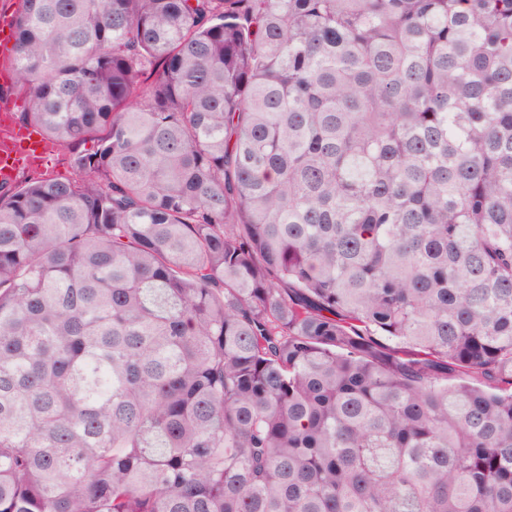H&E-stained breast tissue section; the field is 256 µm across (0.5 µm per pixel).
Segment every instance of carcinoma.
Returning <instances> with one entry per match:
<instances>
[{
	"mask_svg": "<svg viewBox=\"0 0 512 512\" xmlns=\"http://www.w3.org/2000/svg\"><path fill=\"white\" fill-rule=\"evenodd\" d=\"M0 512H512V0H20ZM51 145L40 140L31 141L23 130L15 129L8 144H0V180L11 181L24 165L35 164ZM39 174L60 179L75 177V171L68 161L67 150L57 146V149H55L54 152L46 158L41 166L21 170L16 177V181L20 182L24 179L38 176Z\"/></svg>",
	"mask_w": 512,
	"mask_h": 512,
	"instance_id": "cac0c4a2",
	"label": "carcinoma"
}]
</instances>
